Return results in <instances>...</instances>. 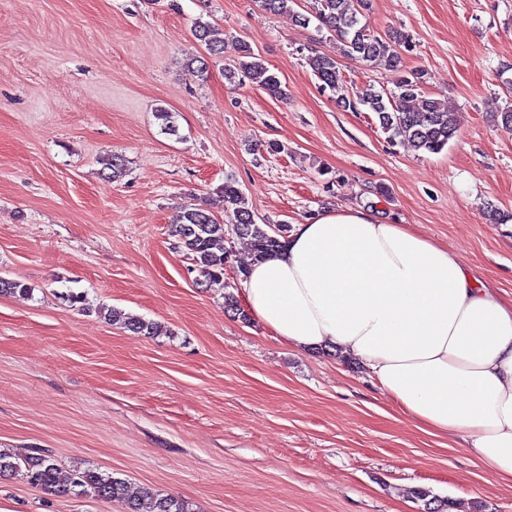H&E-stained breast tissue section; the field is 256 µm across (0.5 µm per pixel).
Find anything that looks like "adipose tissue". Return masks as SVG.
<instances>
[{
	"label": "adipose tissue",
	"instance_id": "ef3b65f1",
	"mask_svg": "<svg viewBox=\"0 0 512 512\" xmlns=\"http://www.w3.org/2000/svg\"><path fill=\"white\" fill-rule=\"evenodd\" d=\"M244 299L288 346L353 355L403 414L462 438L512 483V297L447 246L366 209H331L251 265Z\"/></svg>",
	"mask_w": 512,
	"mask_h": 512
}]
</instances>
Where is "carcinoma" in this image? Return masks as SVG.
Here are the masks:
<instances>
[{
	"instance_id": "obj_1",
	"label": "carcinoma",
	"mask_w": 512,
	"mask_h": 512,
	"mask_svg": "<svg viewBox=\"0 0 512 512\" xmlns=\"http://www.w3.org/2000/svg\"><path fill=\"white\" fill-rule=\"evenodd\" d=\"M258 2L270 13L294 12L298 23L305 26L310 22L309 16L295 12L297 0ZM367 7L368 0H314L313 10L319 27L336 36L344 55L368 67L389 72L393 80L394 89L388 92L378 91L371 85L352 92L343 97L344 107L352 112L365 108L375 113L389 141H397L416 152L438 154L448 147L458 132L457 114L448 109L446 103L425 94L423 72L404 70L402 50L410 46L408 35L398 30L375 34L362 22ZM193 36L205 45L207 56L190 57L185 65L204 75L209 63L224 60V40L216 37L210 23L202 21L195 22ZM308 65L323 87L336 90L342 84L336 59L312 55L308 57ZM226 78L240 85L256 86L277 98L285 96L277 74L245 43L241 45V60L226 72ZM104 169L108 170L107 178L118 181L126 172L125 161L112 154L105 159ZM216 195L223 202L224 211L238 224L239 231L235 235L250 240L254 261H262L279 252L288 242V225L273 227L257 223L254 214L245 206L243 192L234 182H224L217 188ZM171 236L190 257V272L198 273L196 284L224 288V266L230 257L224 223L208 209L196 205L175 217ZM105 318L137 336L163 333L158 323L117 308L106 310ZM13 475L22 476L29 485L55 497L90 494L99 500L121 502L126 512H190L186 501L170 494L147 491L133 496L124 479L102 473L92 466L66 471L53 454L43 448H35L24 456L0 449V478ZM414 494L423 503V512H489V506L481 501L464 503L440 498L423 488L415 490Z\"/></svg>"
}]
</instances>
